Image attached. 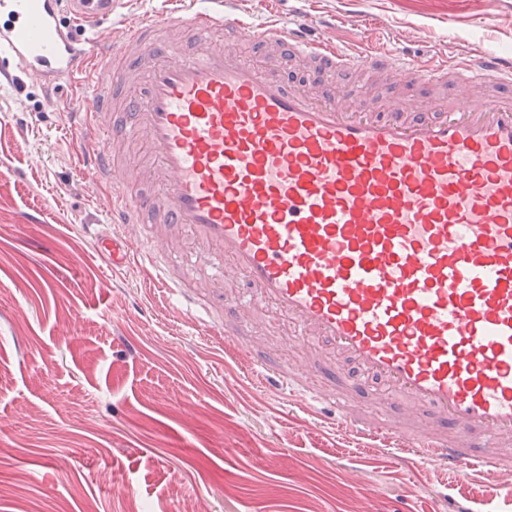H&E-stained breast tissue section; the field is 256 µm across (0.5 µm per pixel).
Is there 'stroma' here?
I'll list each match as a JSON object with an SVG mask.
<instances>
[{
  "instance_id": "1",
  "label": "stroma",
  "mask_w": 512,
  "mask_h": 512,
  "mask_svg": "<svg viewBox=\"0 0 512 512\" xmlns=\"http://www.w3.org/2000/svg\"><path fill=\"white\" fill-rule=\"evenodd\" d=\"M245 21L303 16L319 37L362 35L424 57L512 54V0H234ZM461 23L458 38L447 21ZM349 106L425 99L399 77L362 75ZM74 96L21 65L0 80V512H477L512 472L461 479L360 447L300 400L251 382L224 341L110 268L89 219L108 192L79 167ZM291 364L353 361L291 343L287 318L228 314Z\"/></svg>"
}]
</instances>
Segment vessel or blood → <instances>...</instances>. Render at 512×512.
Masks as SVG:
<instances>
[{"label": "vessel or blood", "instance_id": "vessel-or-blood-1", "mask_svg": "<svg viewBox=\"0 0 512 512\" xmlns=\"http://www.w3.org/2000/svg\"><path fill=\"white\" fill-rule=\"evenodd\" d=\"M64 2L80 24L113 22L112 0H0V74L18 60L87 83L86 111L106 125L73 133L78 161L113 194L110 223L152 228L136 252L100 235L104 258L148 264L151 282L223 331L261 381L327 405L350 436L462 477L512 471V55L348 51L309 39L298 20L246 23L215 0H172L126 26L122 44L81 46L63 31ZM180 28L190 48L168 36ZM241 41L266 66L246 61ZM288 56L318 78L399 73L454 93L442 112L431 98L369 114L286 82L273 63ZM130 141L151 154L140 192L122 179ZM164 227L194 238L211 284L228 264L245 278L234 307L287 316L297 336L330 344L426 411L431 428L366 416L370 388L336 364L309 375L251 343L248 324L226 329L190 284L193 258L169 262Z\"/></svg>", "mask_w": 512, "mask_h": 512}]
</instances>
